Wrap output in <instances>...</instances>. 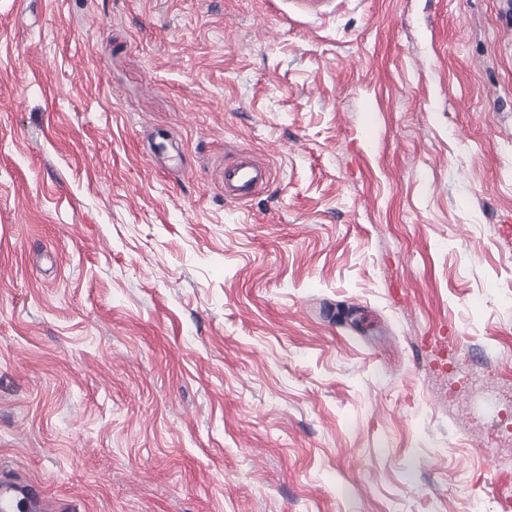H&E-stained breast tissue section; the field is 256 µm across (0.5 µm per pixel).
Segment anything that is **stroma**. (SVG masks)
<instances>
[{
	"instance_id": "stroma-1",
	"label": "stroma",
	"mask_w": 512,
	"mask_h": 512,
	"mask_svg": "<svg viewBox=\"0 0 512 512\" xmlns=\"http://www.w3.org/2000/svg\"><path fill=\"white\" fill-rule=\"evenodd\" d=\"M508 422L506 0H0V478L501 512ZM271 176L267 165L241 153L224 165V194L237 201L248 200L270 182Z\"/></svg>"
}]
</instances>
